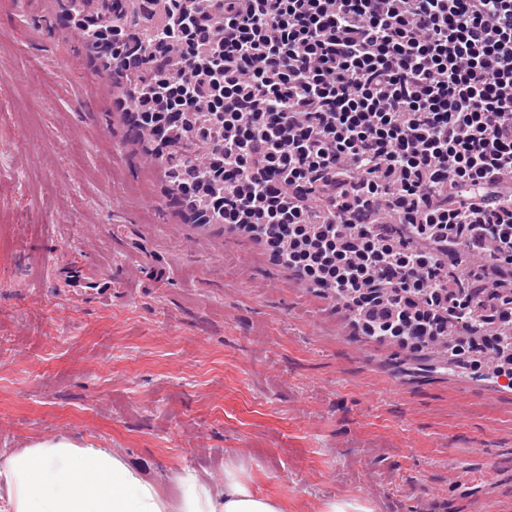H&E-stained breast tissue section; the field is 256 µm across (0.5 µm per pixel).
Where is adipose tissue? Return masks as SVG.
I'll use <instances>...</instances> for the list:
<instances>
[{
  "label": "adipose tissue",
  "mask_w": 512,
  "mask_h": 512,
  "mask_svg": "<svg viewBox=\"0 0 512 512\" xmlns=\"http://www.w3.org/2000/svg\"><path fill=\"white\" fill-rule=\"evenodd\" d=\"M0 479L9 489V512H286L229 469L220 489L183 472L175 478L180 495L168 499L155 478L118 452L66 436L0 461Z\"/></svg>",
  "instance_id": "ef3b65f1"
}]
</instances>
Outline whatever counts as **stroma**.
I'll list each match as a JSON object with an SVG mask.
<instances>
[{
  "instance_id": "35a3bbf8",
  "label": "stroma",
  "mask_w": 512,
  "mask_h": 512,
  "mask_svg": "<svg viewBox=\"0 0 512 512\" xmlns=\"http://www.w3.org/2000/svg\"><path fill=\"white\" fill-rule=\"evenodd\" d=\"M0 0V460L69 435L287 512H512V388L359 336L251 238L171 204L62 25Z\"/></svg>"
}]
</instances>
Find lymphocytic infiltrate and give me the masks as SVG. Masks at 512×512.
<instances>
[{
  "instance_id": "obj_1",
  "label": "lymphocytic infiltrate",
  "mask_w": 512,
  "mask_h": 512,
  "mask_svg": "<svg viewBox=\"0 0 512 512\" xmlns=\"http://www.w3.org/2000/svg\"><path fill=\"white\" fill-rule=\"evenodd\" d=\"M174 201L359 335L512 388V0H73Z\"/></svg>"
}]
</instances>
